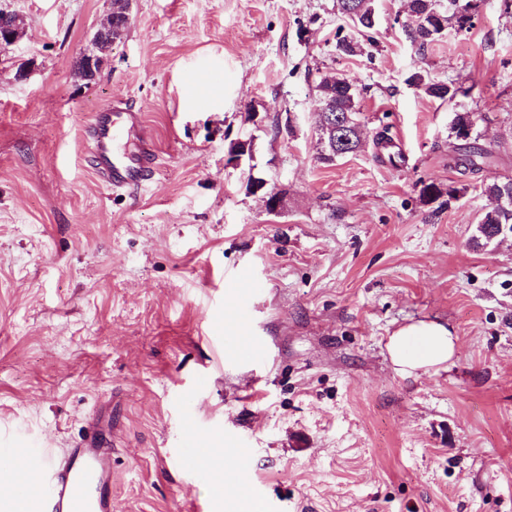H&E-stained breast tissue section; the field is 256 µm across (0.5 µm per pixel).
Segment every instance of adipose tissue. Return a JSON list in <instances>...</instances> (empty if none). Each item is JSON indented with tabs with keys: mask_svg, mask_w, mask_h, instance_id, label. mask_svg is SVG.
<instances>
[{
	"mask_svg": "<svg viewBox=\"0 0 512 512\" xmlns=\"http://www.w3.org/2000/svg\"><path fill=\"white\" fill-rule=\"evenodd\" d=\"M457 338L443 324L421 321L401 327L390 336L388 350L404 375L437 368L456 354Z\"/></svg>",
	"mask_w": 512,
	"mask_h": 512,
	"instance_id": "obj_1",
	"label": "adipose tissue"
}]
</instances>
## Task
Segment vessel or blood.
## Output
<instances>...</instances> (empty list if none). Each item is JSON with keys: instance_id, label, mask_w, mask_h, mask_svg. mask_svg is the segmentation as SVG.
<instances>
[{"instance_id": "b4317fda", "label": "vessel or blood", "mask_w": 512, "mask_h": 512, "mask_svg": "<svg viewBox=\"0 0 512 512\" xmlns=\"http://www.w3.org/2000/svg\"><path fill=\"white\" fill-rule=\"evenodd\" d=\"M140 122L139 113L127 107H110L96 114L89 137L97 171L107 187H134L144 181V164L154 155L147 132L137 129ZM132 130L139 133V151L128 161H118L113 145ZM15 462L39 476V492L28 500L27 512H115L112 451L98 438L84 440L81 447L68 449L58 458L44 451L36 456L22 454Z\"/></svg>"}]
</instances>
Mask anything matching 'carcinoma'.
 Here are the masks:
<instances>
[{
    "label": "carcinoma",
    "mask_w": 512,
    "mask_h": 512,
    "mask_svg": "<svg viewBox=\"0 0 512 512\" xmlns=\"http://www.w3.org/2000/svg\"><path fill=\"white\" fill-rule=\"evenodd\" d=\"M348 0H338L339 10L353 23L360 35L374 27L375 0H354L355 11L349 12ZM412 3L411 25L408 34L411 41L423 48L441 38L445 32L453 28L457 31L469 30L474 26L477 3L475 0H448V10L439 9L438 0H409ZM125 7L123 0H112V37L119 41L123 38L127 27L122 18ZM412 81L429 97L442 101H450L456 97L459 89L451 84L427 81L416 74ZM320 100H328L334 104L336 111L323 114L319 118V127L324 140V150L320 160L329 163L337 157L356 152L362 146L361 136L355 132L360 127L357 118V100L359 91L356 86L342 75L323 77L317 84ZM490 152L477 146H471L455 159V167L470 169L477 163H486ZM482 193L493 201V206L482 213L472 244L481 248L491 243L490 236L498 224H512V202L500 205L499 201L512 198V178L494 177L483 183Z\"/></svg>",
    "instance_id": "carcinoma-1"
}]
</instances>
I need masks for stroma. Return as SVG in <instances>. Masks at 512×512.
Instances as JSON below:
<instances>
[{
  "mask_svg": "<svg viewBox=\"0 0 512 512\" xmlns=\"http://www.w3.org/2000/svg\"><path fill=\"white\" fill-rule=\"evenodd\" d=\"M336 2L133 0L87 86L109 0H0L23 21L0 56V445L59 454L99 432L117 512H237L242 481L264 512H512V240L471 244L483 181L512 177V8L480 0L472 29L421 51L407 0H377L349 56ZM415 72L463 91L430 98ZM334 74L360 92L364 146L323 163L316 86ZM110 101L151 138L136 189L104 190L89 159ZM458 112L495 156L475 174L452 161ZM240 139L278 213L227 165ZM430 182L460 193L425 201ZM231 279L262 285L251 358L224 347ZM418 321L457 352L405 377L388 338ZM189 413L229 453L223 496L184 444ZM110 5L105 21L94 31L90 40L91 47L83 54L80 61L79 77L86 85L97 80L105 57L111 53L116 41H121L128 28L122 18L124 2L111 0ZM112 37L116 41L112 42Z\"/></svg>",
  "mask_w": 512,
  "mask_h": 512,
  "instance_id": "1",
  "label": "stroma"
}]
</instances>
